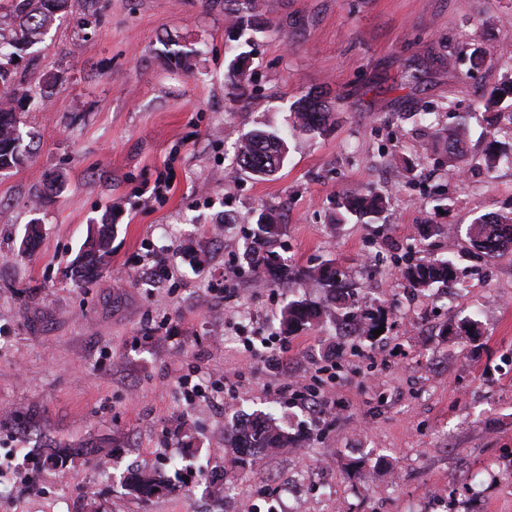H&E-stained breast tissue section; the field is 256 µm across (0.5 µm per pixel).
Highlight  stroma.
<instances>
[{
    "mask_svg": "<svg viewBox=\"0 0 512 512\" xmlns=\"http://www.w3.org/2000/svg\"><path fill=\"white\" fill-rule=\"evenodd\" d=\"M254 5L266 26L239 45L237 95L230 19L206 0H71L13 62L36 152L0 173V512H289L297 480L306 512H324L330 482L334 512H512V250L490 258L468 237L512 210V164H480L489 144L512 151V102L481 106L512 77V0ZM480 47L498 55L476 69ZM168 48L198 54L176 69ZM309 93L335 112L328 135L292 128ZM260 128L288 144L265 181L234 164ZM168 161L160 205L141 191ZM57 172L66 187L47 194ZM372 192L383 212L338 223L345 198ZM268 209L284 283L242 260ZM105 221L112 256L75 284L68 266ZM407 253L453 259L456 292L411 288ZM294 299L325 312L287 336ZM352 308L383 311V333L348 335ZM258 411L295 440L237 463L224 427ZM50 440L95 453L62 463ZM154 468L177 491L130 493L127 471Z\"/></svg>",
    "mask_w": 512,
    "mask_h": 512,
    "instance_id": "1",
    "label": "stroma"
}]
</instances>
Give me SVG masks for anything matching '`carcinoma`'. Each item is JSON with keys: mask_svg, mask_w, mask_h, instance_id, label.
Instances as JSON below:
<instances>
[{"mask_svg": "<svg viewBox=\"0 0 512 512\" xmlns=\"http://www.w3.org/2000/svg\"><path fill=\"white\" fill-rule=\"evenodd\" d=\"M248 0H224V13L231 18L228 38L245 29L259 30L263 26L254 15L241 14V5ZM6 8L5 16L11 19L6 26L0 25V170H11L25 163L30 157L32 145L24 143L20 129L21 113L19 99L26 98L14 87L11 63L17 52L40 41L53 23L62 18L69 8V0H5L0 4ZM247 73V63L241 56L235 57L228 65V80L242 88ZM295 124L301 130L313 134H324L335 124L333 111L319 98L309 95L297 99L291 106ZM284 139L274 131L256 130L245 135L235 147V165L239 170L260 180L274 176L286 154ZM383 199L378 195H366L346 200L344 207L351 214L367 215L382 208ZM279 224L273 212L262 215L252 234L250 243L243 253V260L256 272L272 274L279 280H288V266L277 262L272 250ZM117 225L102 224L96 237L87 239L82 249L71 261L70 278L76 283H89L95 279L107 264L112 253V239ZM472 242L482 252L495 257L512 248V212L485 215L472 225ZM41 227L29 224L22 240L24 252L32 253L41 242ZM402 274L413 288H428L435 283L451 287L458 283L451 260H437L429 263L406 261ZM321 315L318 305L304 299L293 300L283 310L282 333L291 335L308 327ZM348 319L366 335L379 326V319L373 314L358 315L349 312ZM291 437L278 421L270 416L257 413L254 417L224 428L225 445L245 457H255L265 451L270 453L288 446ZM127 487L136 495L149 499L157 490L172 492L177 486L162 473L155 470L137 469L124 476Z\"/></svg>", "mask_w": 512, "mask_h": 512, "instance_id": "obj_1", "label": "carcinoma"}]
</instances>
